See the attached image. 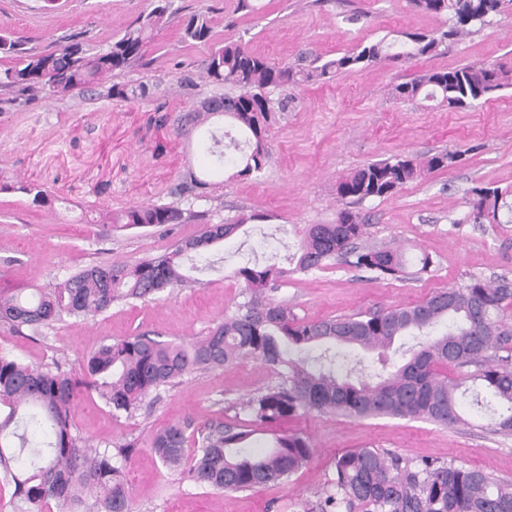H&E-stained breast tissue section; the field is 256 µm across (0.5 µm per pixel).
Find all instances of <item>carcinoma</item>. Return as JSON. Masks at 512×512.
<instances>
[{"label":"carcinoma","instance_id":"cac0c4a2","mask_svg":"<svg viewBox=\"0 0 512 512\" xmlns=\"http://www.w3.org/2000/svg\"><path fill=\"white\" fill-rule=\"evenodd\" d=\"M141 14L135 24L103 53L90 54L77 36L55 50H27L0 35V89L18 93L10 103L25 106L43 92L69 95L89 91L114 71L133 67L145 48L174 13L165 0ZM420 11L444 18L431 33H405L402 50L383 40L360 47L311 70L280 66L250 51L237 40L212 47L204 79L215 88L204 98L206 116H222L238 135L211 137L206 152L215 163L224 154H239L237 175L259 173L268 161L266 137L276 113L288 97L275 99L272 90L298 85L332 72L366 68L395 60H419L440 46L494 23L512 0H411ZM209 12L192 15L181 28L192 44L212 39ZM504 72L493 64H470L429 71L395 85L391 95L404 102L420 97L438 100L450 109H475L503 86ZM226 91H221V88ZM160 85L115 84L108 96L122 100L159 94ZM458 155L446 149L424 159L403 156L360 167L337 185V195L355 203L385 198L426 174L452 167ZM0 193H19L36 207L52 203L43 186L0 172ZM473 207L496 224L512 223V201L491 188L475 190ZM191 210L174 205L129 207L99 216L102 224L148 228L182 224ZM244 220H230L216 231H202L170 250L134 264L109 263L83 267L51 289L25 295L16 289L0 294V322L35 333L65 316L104 314L119 302L158 300L180 288L200 283L186 273L211 266L214 247L234 235ZM367 225L347 210L334 224H307L288 266L275 263L243 266L234 275L243 301L224 315L209 333L197 339L160 341L146 335L100 344L83 363L77 377L54 364L50 368L22 363L0 354V471L13 484L12 496L37 512L50 503L59 512H131V499L121 468L112 454L93 452L75 432L72 407L86 392L97 393L114 414H132L160 390L173 387L200 371L223 367L250 356L270 366L277 381L258 390L244 404L246 426L193 422L155 431L150 448L162 465L180 468L196 484L216 492L257 490L284 485L313 455L309 437L301 432L271 433L268 449L251 452L253 435L304 414L346 417H392L423 420L443 426L466 425L463 399L489 412L493 432L512 435V335L501 329V315L512 304V279L473 276L460 286L441 288L420 303L348 317L304 321L268 291L288 283L297 273L325 269L341 258L357 270L381 280L408 278V258L399 246L360 247ZM446 330L434 331L440 324ZM421 341L407 347L404 338ZM341 346L377 354L380 370L374 379H353L336 373L334 358L293 359L289 350L308 351ZM195 445L187 455L189 445ZM335 477L324 489L321 512H512V479L492 478L452 461H411L377 450L358 448L336 453Z\"/></svg>","mask_w":512,"mask_h":512}]
</instances>
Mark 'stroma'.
Masks as SVG:
<instances>
[{
  "label": "stroma",
  "instance_id": "obj_1",
  "mask_svg": "<svg viewBox=\"0 0 512 512\" xmlns=\"http://www.w3.org/2000/svg\"><path fill=\"white\" fill-rule=\"evenodd\" d=\"M173 0L176 19L151 43L141 64L106 77L105 85L162 82V94L144 100L106 96L41 95L25 107L7 104L0 91V168L50 191L51 205L37 208L13 193H0V290L50 288L90 264L128 263L166 251L209 224L247 216L224 242V260L205 274L198 288L150 302L113 306L96 317H64L40 334H17L0 323V352L22 362L60 361L79 370L100 343L148 333L163 341L207 335L241 302L237 268L260 262L284 263L308 224H333L345 203L338 182L356 168L398 155H428L448 149L457 166L427 175L384 199L354 205L367 226L368 245L399 243L410 260L429 254L434 266L417 281L373 279L346 264L296 274L275 297L298 318L318 320L395 306H412L437 289L477 275L512 278V223L477 218L473 190L496 188L512 195V9L496 23L430 57L386 62L340 72L288 89L287 111L269 129V162L261 173L239 175L225 160L216 167L204 149L223 129L214 117L183 125L213 88L200 82L209 46L181 39V25L210 9L213 40H243L278 63L310 68L402 33L428 32L436 18L410 0ZM151 0H61L53 10L38 0H0V34L28 47L56 49L63 35L82 32L91 52L107 49ZM465 64H495L507 85L482 107L451 110L432 100L400 103L394 85L430 70ZM167 125H159L160 114ZM200 179L184 224L123 228L97 224L98 210L142 203H179L177 187ZM276 376L261 360H237L185 379L153 407L133 416L113 415L94 393L79 397L72 419L81 436L99 450L137 440L130 459H116L130 488L132 512H312L334 473L336 452L377 448L403 457L454 460L498 478L512 479V435L490 430L488 413L472 411L467 426L448 428L401 418H350L310 414L291 422L307 435L311 460L283 486L218 493L165 468L147 446L151 431L193 419L249 423L241 403Z\"/></svg>",
  "mask_w": 512,
  "mask_h": 512
}]
</instances>
